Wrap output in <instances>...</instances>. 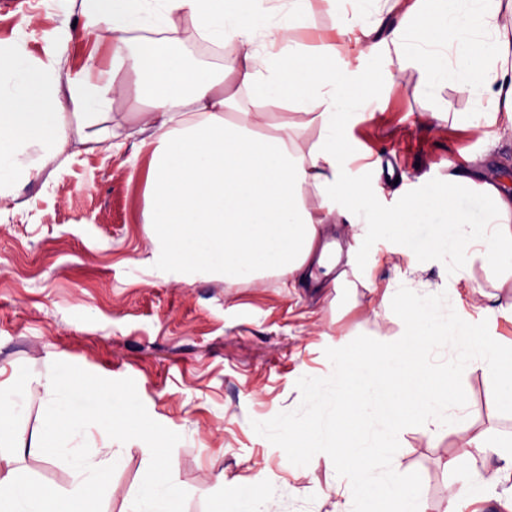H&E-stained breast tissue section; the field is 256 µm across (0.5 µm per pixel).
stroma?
Wrapping results in <instances>:
<instances>
[{
  "mask_svg": "<svg viewBox=\"0 0 512 512\" xmlns=\"http://www.w3.org/2000/svg\"><path fill=\"white\" fill-rule=\"evenodd\" d=\"M61 0H0V40L10 38L21 14L40 13L27 46L42 54ZM372 93L343 129L348 179L373 205L379 226L362 241L344 237L359 261L389 253L391 266H427V279L448 288L447 277L426 252L406 249L383 220L403 211L427 185L448 190V173L462 157L485 159V175L506 176L512 186V135L490 147L458 121L466 96L439 86L440 127L428 128L417 73L398 72L395 57L375 60ZM399 73V72H398ZM37 177L20 181L15 200L0 206V368L10 389L22 391L25 413L13 430H33L43 414V390L33 378L56 366L74 372L90 392L127 393L150 429L112 469L102 512H122L143 477L147 448L167 449L174 477L185 492L180 512H234L238 478L282 482L307 497L333 477L335 458L315 460L289 449L287 427L311 389L335 378L343 349L383 341L398 331V302H384L390 268L376 270L378 292L359 280L315 293L282 287L278 277L251 285L208 274L192 283L156 270L142 224L150 156L131 147L86 150L70 137L66 162L31 147ZM389 161L393 177H377L373 157ZM469 401L464 420L477 429L512 434L501 416L494 377L461 373ZM398 448L404 467L424 494L442 499L453 478L439 459L458 450L455 437L431 441L417 426L403 429Z\"/></svg>",
  "mask_w": 512,
  "mask_h": 512,
  "instance_id": "35a3bbf8",
  "label": "stroma"
}]
</instances>
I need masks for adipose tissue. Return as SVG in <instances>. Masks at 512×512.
<instances>
[{
	"mask_svg": "<svg viewBox=\"0 0 512 512\" xmlns=\"http://www.w3.org/2000/svg\"><path fill=\"white\" fill-rule=\"evenodd\" d=\"M319 3L334 22L315 30L309 44L289 40L303 12ZM83 29L111 41L109 78L93 79L101 63L88 56L77 71L64 69L69 31L59 27L44 56L33 55L23 15L18 34L0 41V201L13 183L33 176L27 150L39 144L62 156L72 114L79 143L100 145L113 133L102 110L117 95L133 93L140 118L126 134L151 150L149 203L143 212L153 263L166 270L194 264L225 280L252 283L267 274L291 288L344 287L348 272L336 252V225L351 236L375 224L372 206L343 184L338 159L342 118L370 95L360 71L365 60L395 53L402 67H417L426 88L452 82L471 102L459 120L498 141L512 131V0H80ZM189 21L196 42L220 62L210 71L190 64L176 49L179 21ZM247 93L238 107L226 84ZM315 113L322 137L301 152L293 124L259 132L255 116L272 109ZM316 198L317 210L306 206ZM409 248L449 266L477 262L512 270V193L462 168L448 176V191L425 188L403 212L387 219ZM403 307L391 339L369 344L374 366L358 376L342 359L333 388L326 434L309 437L297 427L296 448L325 455L336 432L353 428L349 408L369 410L384 433L366 451L336 463L337 478L310 498L306 512H467L495 502L512 512V443L469 425L457 426L460 453L442 467L468 484L436 503L422 494L396 448L398 431L423 425L438 436L468 395L456 378L433 383L421 361L423 339L434 326L460 340H475L467 366L497 379L498 407L512 417V344L474 339L459 299L424 279L422 269H394ZM47 395L42 423L30 436L13 437L3 424L19 416L18 395L0 387V512H96L112 481L116 443L140 440L143 423L126 395L89 393L77 378L51 370L37 380ZM43 455L70 471L60 488L32 484L18 472L21 452ZM184 495L167 452L154 449L139 489L124 512H179ZM283 485H244L236 512H296Z\"/></svg>",
	"mask_w": 512,
	"mask_h": 512,
	"instance_id": "obj_1",
	"label": "adipose tissue"
}]
</instances>
